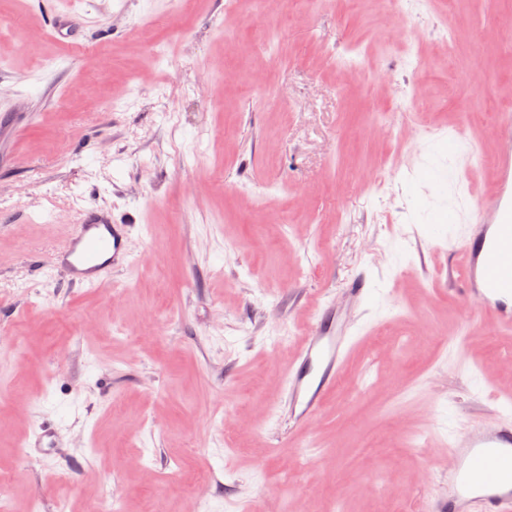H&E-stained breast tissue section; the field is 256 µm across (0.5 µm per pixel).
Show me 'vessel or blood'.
Returning a JSON list of instances; mask_svg holds the SVG:
<instances>
[{
    "label": "vessel or blood",
    "instance_id": "vessel-or-blood-1",
    "mask_svg": "<svg viewBox=\"0 0 512 512\" xmlns=\"http://www.w3.org/2000/svg\"><path fill=\"white\" fill-rule=\"evenodd\" d=\"M502 130L507 146L496 161L495 194L476 205V220L456 252L462 261L459 293L469 304L493 312L496 325L512 329V114ZM132 225L114 223L110 213L85 209L65 246L51 262L80 287L97 288L108 267L130 263ZM353 341L334 308L317 317L288 372L290 408L297 424L320 410L344 373ZM448 496L432 512H512V422L454 434Z\"/></svg>",
    "mask_w": 512,
    "mask_h": 512
}]
</instances>
